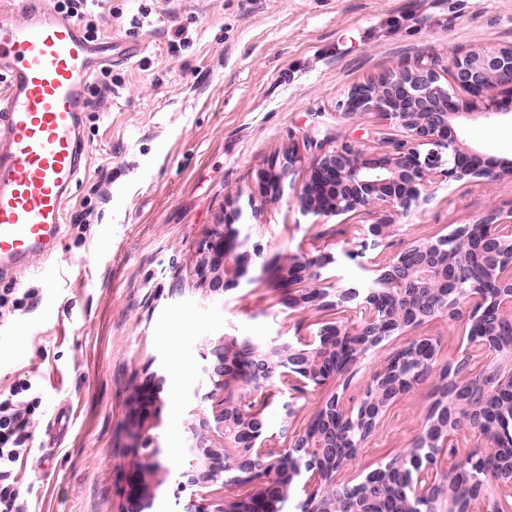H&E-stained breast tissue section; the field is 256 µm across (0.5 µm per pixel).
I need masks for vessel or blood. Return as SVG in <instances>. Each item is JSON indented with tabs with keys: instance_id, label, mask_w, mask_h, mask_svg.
I'll return each instance as SVG.
<instances>
[{
	"instance_id": "vessel-or-blood-1",
	"label": "vessel or blood",
	"mask_w": 512,
	"mask_h": 512,
	"mask_svg": "<svg viewBox=\"0 0 512 512\" xmlns=\"http://www.w3.org/2000/svg\"><path fill=\"white\" fill-rule=\"evenodd\" d=\"M23 22L0 18V261L25 271L62 236V209L88 163L81 115L100 64L138 49L89 41L81 25L21 0Z\"/></svg>"
}]
</instances>
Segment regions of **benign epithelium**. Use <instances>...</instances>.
Instances as JSON below:
<instances>
[{
	"instance_id": "7a95c632",
	"label": "benign epithelium",
	"mask_w": 512,
	"mask_h": 512,
	"mask_svg": "<svg viewBox=\"0 0 512 512\" xmlns=\"http://www.w3.org/2000/svg\"><path fill=\"white\" fill-rule=\"evenodd\" d=\"M471 99L459 103L456 89ZM512 92V44L470 49L455 47L449 52L444 72L419 61L403 63L386 74L352 85L342 103L341 117L348 122L363 112H380L400 126L406 139L393 143L372 156L342 143L324 151L310 162L311 175L300 194L302 211L325 223L333 217L361 214L369 218L365 239L377 245L385 240L397 220L419 214L428 203L430 190L442 183H470L477 179L496 180L512 176L509 160L480 165L479 152L467 157L460 149L454 126L502 115L498 91ZM301 160L294 148L284 152L263 176V185L273 194L282 191L291 168ZM241 209L224 213V230L210 242L223 261L203 258L201 271L209 270L226 283L237 284L248 272L249 255H260L259 245H249L250 232L235 226ZM445 239L415 240L389 262L364 266L369 286L340 285V278L322 277L332 259L326 256L293 258L290 277L312 284L300 297L302 303L336 306L354 313L349 323H328L304 340L282 342L272 338L251 348L249 364L241 370L236 342L221 336L208 340L200 353V381L186 399L190 420L185 424L186 445L181 449L180 486L194 488L184 512H270L264 492L227 501L213 496L207 488L228 483L273 487L274 497L288 498L292 487L303 493L309 512H333L339 494L358 490L353 512H367L377 477L394 478L392 487L403 493L404 512L420 504L424 512H512V459L493 474L480 468L512 441V403L499 408L500 420L484 419L482 397L485 386L512 390V344L497 339L499 320L512 321V208H493L475 223L460 227ZM252 247L247 251L246 247ZM485 259L484 275L468 279L464 268L472 260ZM398 287L409 293L406 302L387 314L380 296ZM439 297L437 308L425 297ZM470 304L469 347L457 359L440 368L448 377L444 390L430 408L423 431L383 468L364 478L348 469L353 454L338 453L336 424L346 422L358 430L363 442L375 429L383 412L394 399L409 391L413 377L394 360L373 370L367 389L368 401L348 408L339 398L327 399L313 416L312 427L298 436L283 453L270 447L269 426L262 411L253 409L252 396L270 385L281 383L288 390L325 386L336 379V354L349 337L358 336L354 362L364 359L370 348L396 331H403L428 319L459 318L461 305ZM407 349L413 361L433 372L435 345L423 338ZM482 357L481 370H469L473 354ZM211 403L212 413L203 406ZM476 429L483 442L478 455L465 452L458 458V431ZM233 434L230 455L212 442L214 434ZM448 459L447 465L439 463ZM233 477H226L228 473ZM465 472L472 492L466 499L457 493V479ZM171 475L164 467L141 466V496L127 512H146L153 505L154 489Z\"/></svg>"
}]
</instances>
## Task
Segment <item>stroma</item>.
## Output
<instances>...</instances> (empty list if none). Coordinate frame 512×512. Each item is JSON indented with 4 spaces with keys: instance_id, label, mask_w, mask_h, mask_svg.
<instances>
[{
    "instance_id": "obj_1",
    "label": "stroma",
    "mask_w": 512,
    "mask_h": 512,
    "mask_svg": "<svg viewBox=\"0 0 512 512\" xmlns=\"http://www.w3.org/2000/svg\"><path fill=\"white\" fill-rule=\"evenodd\" d=\"M96 25L99 36L141 51L130 62L113 59L108 96L83 116L91 158L66 201L58 252L0 277V302L37 291L30 307L0 318V394L27 384L33 418L32 452L15 468L24 512H123L142 458L132 446L141 425L160 460L177 468L181 394L197 379L206 339L293 341L350 320L342 308L289 306L305 284L275 269L214 291L199 266L227 202L242 208L265 255H333L325 273L346 283L362 281V264L386 263L414 240L512 206L510 177L444 183L424 213L365 251L362 216L318 224L298 199L318 146L366 150L405 137L376 112L342 121L349 86L405 61L446 68L458 46L512 44V0H107ZM506 108L461 140L484 158H512V101ZM291 147L301 160L283 196L264 193L262 173ZM87 208L89 222L75 223ZM419 337L435 341L442 364L468 346L461 321L436 318L393 334L348 384L297 397L287 425L289 393L273 387L264 411L272 447L304 433L320 401L359 402L373 368ZM154 372L163 384L150 382ZM441 389L434 373L397 398L352 467L372 471L410 447Z\"/></svg>"
}]
</instances>
